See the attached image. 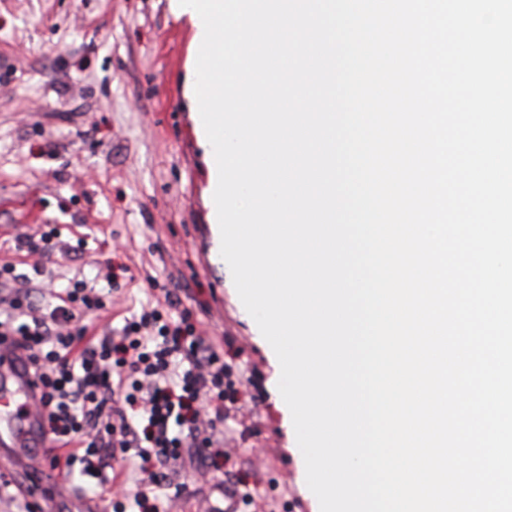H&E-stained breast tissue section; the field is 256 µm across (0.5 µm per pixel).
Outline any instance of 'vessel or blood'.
Returning a JSON list of instances; mask_svg holds the SVG:
<instances>
[{
	"label": "vessel or blood",
	"instance_id": "vessel-or-blood-1",
	"mask_svg": "<svg viewBox=\"0 0 512 512\" xmlns=\"http://www.w3.org/2000/svg\"><path fill=\"white\" fill-rule=\"evenodd\" d=\"M13 342L0 338V482L9 468H33L51 446L41 431L40 393Z\"/></svg>",
	"mask_w": 512,
	"mask_h": 512
}]
</instances>
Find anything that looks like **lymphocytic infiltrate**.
<instances>
[{
	"instance_id": "obj_1",
	"label": "lymphocytic infiltrate",
	"mask_w": 512,
	"mask_h": 512,
	"mask_svg": "<svg viewBox=\"0 0 512 512\" xmlns=\"http://www.w3.org/2000/svg\"><path fill=\"white\" fill-rule=\"evenodd\" d=\"M20 280L13 265L0 266L8 290L0 297V336L16 338L40 385L42 428L58 445L50 469L67 480L98 479L123 460L140 476L135 512H166L167 468L182 449H204L215 469L229 458L236 438L224 423L241 411L244 382L228 379L222 356L188 314L167 322L145 308L120 338L92 336L76 315L103 301L86 282L50 289L42 305Z\"/></svg>"
}]
</instances>
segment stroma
I'll use <instances>...</instances> for the list:
<instances>
[{
    "label": "stroma",
    "instance_id": "35a3bbf8",
    "mask_svg": "<svg viewBox=\"0 0 512 512\" xmlns=\"http://www.w3.org/2000/svg\"><path fill=\"white\" fill-rule=\"evenodd\" d=\"M194 35L170 0H0V265L28 275L38 262L58 287L98 288L103 308L79 318L96 335L150 306L189 310L216 350L234 337V369L258 406L226 422L238 440L228 469L256 484V501H237L225 471L202 473L189 448L169 469L184 489L171 512H319L273 382L277 357L220 255L187 101ZM49 225L62 246L34 257L25 241ZM109 263L111 282L99 275Z\"/></svg>",
    "mask_w": 512,
    "mask_h": 512
}]
</instances>
